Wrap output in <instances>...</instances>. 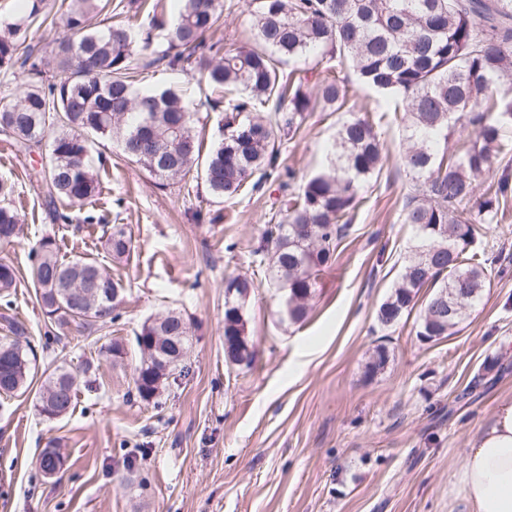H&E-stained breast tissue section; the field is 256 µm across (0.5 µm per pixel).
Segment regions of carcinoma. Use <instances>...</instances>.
I'll list each match as a JSON object with an SVG mask.
<instances>
[{"instance_id": "obj_1", "label": "carcinoma", "mask_w": 512, "mask_h": 512, "mask_svg": "<svg viewBox=\"0 0 512 512\" xmlns=\"http://www.w3.org/2000/svg\"><path fill=\"white\" fill-rule=\"evenodd\" d=\"M45 8L46 0H22L19 16L0 21V72L14 73L19 62L24 73L19 95L0 106V134L28 146L47 144L48 164L35 178L53 222L69 220L59 206L100 193L98 172L89 164L94 142L116 144L162 187L196 175L216 198L233 197L249 183L258 188L274 176L282 199L259 252L272 279L287 290L288 319L304 321L316 280L362 203L364 184L381 170V133L373 119L343 121L326 168L298 188L295 172L276 173L277 161L283 142L300 133L309 113L343 108L345 81L334 70L348 66L360 83L404 104V112H391L408 143L400 162L412 192L402 211L418 245L377 310L379 324H397L428 288L417 335L451 336L491 277L502 274L496 260L473 245L512 205V0H248L252 43L229 50L206 41L221 0H181L172 20L158 11L157 0H141L131 15L124 0H60L65 32L47 60L26 44L31 26L47 21ZM138 51L151 52L150 66L198 69L213 90L237 94L206 156L194 111L180 93L169 87L143 95L135 87ZM320 66L327 76L314 82ZM266 109L273 112L268 119L252 116ZM11 193L0 181L1 243L19 234V213L6 203ZM106 248L121 258L131 250V237L115 226ZM30 261L29 282L52 329L47 346L73 325L93 326L121 301L120 281L93 259L60 261L50 237ZM91 279L96 296L68 297L69 287ZM15 287V268L0 261V295ZM226 288L234 292L224 302V359L247 366L254 350L244 310L253 282L236 276ZM8 328L11 335L0 338V394L6 395L33 381L21 344L24 329L12 322ZM188 343L179 313L142 325L135 336L137 398L157 404L165 382L189 373L184 358L165 350L177 344L186 350ZM59 381L70 393L51 392ZM77 386L71 370L56 367L38 393L39 412L51 419L67 415Z\"/></svg>"}]
</instances>
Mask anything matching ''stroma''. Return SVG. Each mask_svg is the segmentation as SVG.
<instances>
[{"label":"stroma","mask_w":512,"mask_h":512,"mask_svg":"<svg viewBox=\"0 0 512 512\" xmlns=\"http://www.w3.org/2000/svg\"><path fill=\"white\" fill-rule=\"evenodd\" d=\"M209 38L225 48L251 41L244 0H223ZM183 90L206 139L218 134L223 96L200 72L151 67L141 89ZM338 112L316 111L284 145L280 169L297 177L319 170L340 120L387 110L379 94L349 80ZM385 161L366 184L352 229L317 279L305 322L286 312V292L256 254L277 181L216 198L190 182L159 187L113 144L94 145L107 164L101 193L52 222L31 169L45 151L0 140V180L11 184L21 233L0 244V261L19 282L0 298V336L20 324L35 354L30 388L0 396V512H468L456 473L474 432L512 400V210L488 225L478 248L504 270L492 279L454 335L417 334L418 312L379 328L376 311L397 282L417 240L402 205L410 182L398 164L401 129L381 128ZM208 220L193 217L195 208ZM130 231L120 259L105 248L113 225ZM52 238L60 259H95L125 291L113 320L68 330L43 351L47 318L27 278L28 254ZM246 275L250 366L224 360V281ZM181 313L189 325L188 376L163 391L159 405L134 394L135 336L150 318ZM124 347L122 359L104 352ZM389 360L375 374V347ZM78 374L72 411L50 419L36 397L56 365ZM54 446L66 460L45 478L38 457Z\"/></svg>","instance_id":"35a3bbf8"}]
</instances>
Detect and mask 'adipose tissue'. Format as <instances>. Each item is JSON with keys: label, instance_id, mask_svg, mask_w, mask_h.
<instances>
[{"label": "adipose tissue", "instance_id": "ef3b65f1", "mask_svg": "<svg viewBox=\"0 0 512 512\" xmlns=\"http://www.w3.org/2000/svg\"><path fill=\"white\" fill-rule=\"evenodd\" d=\"M458 483L470 512H512V400L471 440Z\"/></svg>", "mask_w": 512, "mask_h": 512}]
</instances>
